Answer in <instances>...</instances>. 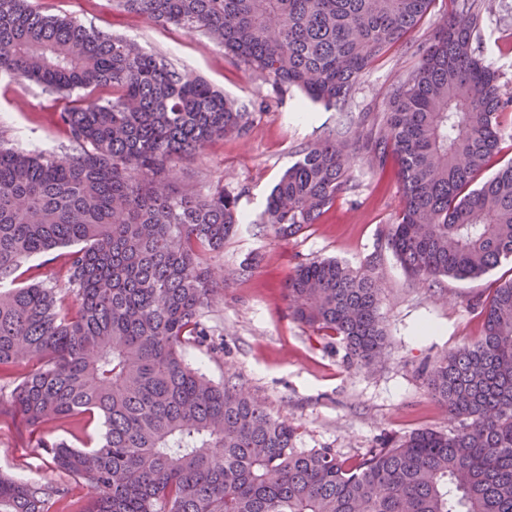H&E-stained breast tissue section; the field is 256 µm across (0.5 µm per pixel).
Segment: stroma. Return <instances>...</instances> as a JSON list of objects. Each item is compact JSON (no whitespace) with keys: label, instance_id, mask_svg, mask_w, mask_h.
I'll list each match as a JSON object with an SVG mask.
<instances>
[{"label":"stroma","instance_id":"1","mask_svg":"<svg viewBox=\"0 0 512 512\" xmlns=\"http://www.w3.org/2000/svg\"><path fill=\"white\" fill-rule=\"evenodd\" d=\"M35 4L44 13L69 15L86 27L135 41L175 67L193 71L253 114L247 138L213 141L176 166V179L189 190L205 193L224 185L237 195L243 217L215 259L224 271V288L207 314L223 333L224 352L216 356L190 348L189 362L215 382L238 386L297 427L301 448L327 446L357 456L383 437L453 427V419L427 391L426 370L478 339L479 303L496 281L512 277V262L473 281L444 277L430 288L412 286L380 235L401 205L396 169H373L363 160L350 170V190L297 236L282 238L258 221L272 188L304 149L333 134L348 136L358 123L376 122L387 111L391 84L415 66L416 45L454 10L453 0H435L418 28L370 67L341 107L311 101L295 88L273 89L209 36L150 23L113 8L112 0ZM474 45L486 64L512 81V0H494ZM70 100V95L0 75V142L25 150H61L67 138L56 115ZM372 255L378 258L389 343L369 368L350 370L342 363L341 347H327L294 320L283 287L300 263L336 258L357 268ZM247 259L255 265L246 271ZM37 437L23 419L1 418L0 474L67 485L71 500L85 501L86 489L55 469L49 455L36 451Z\"/></svg>","mask_w":512,"mask_h":512}]
</instances>
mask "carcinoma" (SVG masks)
<instances>
[{
	"label": "carcinoma",
	"mask_w": 512,
	"mask_h": 512,
	"mask_svg": "<svg viewBox=\"0 0 512 512\" xmlns=\"http://www.w3.org/2000/svg\"><path fill=\"white\" fill-rule=\"evenodd\" d=\"M435 0H113L154 23L202 29L281 90L346 103L372 64ZM420 44L388 91L376 130L304 150L271 191L261 223L293 236L350 189V169L396 165L402 205L383 236L413 283L478 279L512 260V162L498 152L512 82L473 46L487 0ZM56 93L112 88L58 113L59 152L0 145V416L40 430L36 448L89 489L80 512H512V278L482 309L479 339L427 374L459 425L412 431L355 458L299 448L297 428L186 359L222 350L206 310L224 288L208 256L239 223L237 196L182 189L176 164L215 138L246 136L251 112L134 42L32 0H0V75ZM72 246L46 279L19 271ZM292 316L338 343L350 369L387 345L376 258L296 266ZM76 448L59 432L93 419ZM70 489L0 475V512H67Z\"/></svg>",
	"instance_id": "carcinoma-1"
}]
</instances>
